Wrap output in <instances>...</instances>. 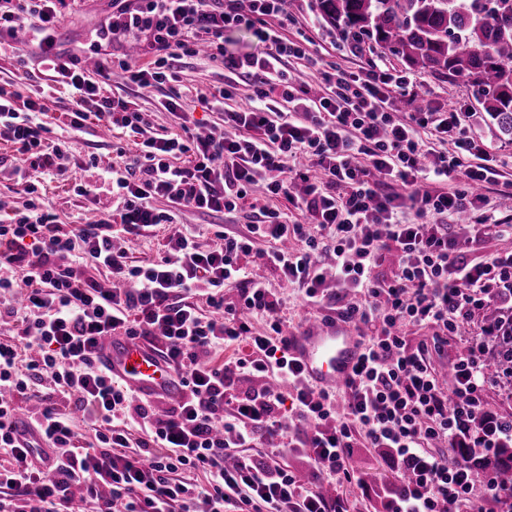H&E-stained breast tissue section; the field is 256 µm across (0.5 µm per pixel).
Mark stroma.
I'll return each mask as SVG.
<instances>
[{"mask_svg": "<svg viewBox=\"0 0 512 512\" xmlns=\"http://www.w3.org/2000/svg\"><path fill=\"white\" fill-rule=\"evenodd\" d=\"M111 12L112 0H72L70 7L64 10L57 28L58 41L62 48L82 52L83 63L95 62L107 68L111 67L113 57L128 53L127 43H114L109 51L97 56L84 52L90 41L91 30ZM288 12L295 23L285 28V35L292 38L297 33H305L312 50L326 61L352 70L368 67L375 62L386 63L397 71L408 73L424 104L457 108L461 123L469 133L494 149L500 177L497 184L489 186L486 194L496 206L501 222L512 224V198L506 199L501 195L502 183L512 181V138L499 132L467 85L459 80L406 68L399 57L368 40L360 43L357 53H350L338 40L335 27L319 16L315 0H288ZM177 66L183 88L189 93L186 100L188 108L194 112L196 118L202 119L203 129H221L224 123L223 112L204 108L196 93L222 84L223 63L184 57L178 60ZM47 81L48 74L39 64L36 48L26 29L19 28L0 36V88L9 91L18 89L24 94L34 96ZM106 91L135 102L140 111L146 112L151 132L179 133L177 117L162 105L168 93L167 87L141 89L115 78L108 83ZM69 109L68 90H59L47 101L46 110L39 115L38 120L50 128L55 141L65 143L70 154L83 160V167L77 171L78 180L89 184L98 182L99 171L89 166L90 157H111L113 148L117 145L124 147L127 153H135L134 143L120 130L104 137L100 134L99 126L91 124L84 132L69 133L63 124L64 114ZM47 196L55 220L60 224L76 223L80 213L92 206L91 201L75 196L68 182L63 180L50 183ZM249 222L248 214L243 212L222 216L206 215L187 209L183 211L177 224L160 227L154 233L133 239L131 256L140 264L162 256L169 236L176 234L183 224L196 229L199 243L207 248L217 244L218 230L227 228L243 234L246 233ZM349 465L361 475V483H349L337 478L332 484L333 491L337 496L355 502L359 512H385L386 502L378 498L377 492L380 485L393 476L386 457L373 448H357L353 451Z\"/></svg>", "mask_w": 512, "mask_h": 512, "instance_id": "stroma-1", "label": "stroma"}]
</instances>
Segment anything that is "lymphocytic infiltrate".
Masks as SVG:
<instances>
[{
  "label": "lymphocytic infiltrate",
  "instance_id": "1",
  "mask_svg": "<svg viewBox=\"0 0 512 512\" xmlns=\"http://www.w3.org/2000/svg\"><path fill=\"white\" fill-rule=\"evenodd\" d=\"M112 0V13L94 30L93 45L133 42L145 65L117 59L111 69L88 70L57 42L66 0H0V31L34 19L41 64L71 91L70 132L88 122L141 135L137 154L91 158L102 183H76L77 196L107 194L121 208L95 221L60 224L31 173L52 178L78 168L34 115L41 101L0 92V168H11L29 196L10 222H0V324L14 328L0 340V512H356L304 486L282 464L302 451L318 478L353 481L356 445L386 453L395 476L389 512H487L489 501H512L492 461L473 448H504L512 422L485 408L489 347L476 338L450 362V380L431 364V347L454 333L475 306L498 301L512 288V251L467 261L450 231L460 217L482 215L481 229L498 227L486 212L487 184L498 163L490 147L462 126L456 109L397 112L395 97L415 100L407 76L374 63L354 72L325 62L308 39H291L288 0ZM255 28L261 55H230L224 31ZM223 58L246 80L244 105L225 110L233 135L197 133L179 92L165 101L178 113L181 133L143 137L148 120L130 101L100 92L118 77L141 88L176 80L180 57ZM304 66L323 87L307 90L285 68ZM452 143L438 151L422 129ZM318 173L294 171L297 154ZM185 157L182 165L174 156ZM474 162L463 165L462 160ZM463 184L449 189L448 183ZM285 196L303 221L270 209ZM167 201L156 208L154 199ZM201 213L247 210L259 223L247 234L219 232L220 246L203 248L192 231L171 236L163 256L136 264L121 235H145L175 223L183 209ZM416 220L404 222L405 212ZM397 266L384 273L387 257ZM262 265L295 288L306 304L341 299L340 318L353 323L365 353L345 389V410L332 393L313 388L290 354L282 301L252 268ZM103 268L107 280L90 275ZM239 287L237 302L224 287ZM205 296L208 312L195 304ZM265 321L256 331L253 321ZM433 325L439 336L411 343L407 327ZM161 337L162 354L184 393L165 413L112 379L98 365L104 336ZM260 374L281 389H241ZM48 380L41 390L39 380ZM42 402L21 437L17 415ZM94 433L86 440L76 430ZM203 473L206 488L185 479Z\"/></svg>",
  "mask_w": 512,
  "mask_h": 512
}]
</instances>
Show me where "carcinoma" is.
I'll use <instances>...</instances> for the list:
<instances>
[{"mask_svg":"<svg viewBox=\"0 0 512 512\" xmlns=\"http://www.w3.org/2000/svg\"><path fill=\"white\" fill-rule=\"evenodd\" d=\"M319 14L352 41L369 39L408 66L463 81L499 130L512 136V0H317ZM489 367L512 369V324L488 315ZM512 482V454L496 450Z\"/></svg>","mask_w":512,"mask_h":512,"instance_id":"cac0c4a2","label":"carcinoma"}]
</instances>
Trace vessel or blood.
<instances>
[{
    "label": "vessel or blood",
    "mask_w": 512,
    "mask_h": 512,
    "mask_svg": "<svg viewBox=\"0 0 512 512\" xmlns=\"http://www.w3.org/2000/svg\"><path fill=\"white\" fill-rule=\"evenodd\" d=\"M292 354L305 378L323 390L343 388L358 364L362 345L356 331L338 317H313L292 338ZM99 363L136 394L159 402L181 397V381L158 348L141 340L109 336L98 345Z\"/></svg>",
    "instance_id": "1"
}]
</instances>
